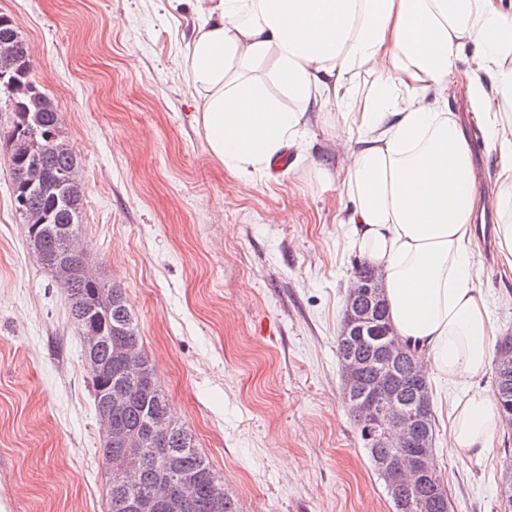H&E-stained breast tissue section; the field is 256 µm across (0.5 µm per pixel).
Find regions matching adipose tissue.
<instances>
[{"label":"adipose tissue","instance_id":"obj_1","mask_svg":"<svg viewBox=\"0 0 512 512\" xmlns=\"http://www.w3.org/2000/svg\"><path fill=\"white\" fill-rule=\"evenodd\" d=\"M185 56L210 154L246 181L266 173L307 127L305 104L333 103L353 134L336 140L348 161V238L381 277L392 325L425 371L464 388L449 450L491 448L499 415L473 389L490 367L494 325L472 261L479 211L494 208V244L512 270V0H196ZM479 47L465 77L477 122L501 165L496 191L477 190L472 151L455 113L432 111L466 44ZM273 68L265 79L256 73ZM377 74V103L350 111L355 74ZM496 78L487 92L481 73ZM298 105L283 108L280 97Z\"/></svg>","mask_w":512,"mask_h":512}]
</instances>
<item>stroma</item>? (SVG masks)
<instances>
[{
    "instance_id": "35a3bbf8",
    "label": "stroma",
    "mask_w": 512,
    "mask_h": 512,
    "mask_svg": "<svg viewBox=\"0 0 512 512\" xmlns=\"http://www.w3.org/2000/svg\"><path fill=\"white\" fill-rule=\"evenodd\" d=\"M30 48L79 160L86 261L122 289L157 383L239 512H392L342 398L336 357L360 259L341 224L349 129L309 112L305 159L243 183L211 156L183 60L191 0H0ZM457 113L478 189L499 159L461 89ZM0 117V512H107L102 433L63 289L26 246ZM488 216L474 261L499 336H512V275ZM434 454L455 512H506L502 425L480 457L449 451L464 392L431 378Z\"/></svg>"
}]
</instances>
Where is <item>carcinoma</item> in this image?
Segmentation results:
<instances>
[{
	"label": "carcinoma",
	"instance_id": "obj_1",
	"mask_svg": "<svg viewBox=\"0 0 512 512\" xmlns=\"http://www.w3.org/2000/svg\"><path fill=\"white\" fill-rule=\"evenodd\" d=\"M7 92L8 105L12 114L9 138L15 139L14 151L18 152L15 164L13 190L22 189L27 178L30 161L35 160L55 173L73 174V182L63 189L64 196H72L73 206L57 199L52 193L34 198L30 209L36 213L50 216V223L38 224L25 220L26 240L30 251L44 261V255L57 245L56 229L67 227L71 233V245L64 259L67 265L66 287L71 318L81 337L92 332L104 336L105 342L98 348L99 366H87L92 382L94 407L97 418H102L113 388L120 381L119 355L124 349H134L140 354L142 374L126 393L123 408L112 415V425L125 428H138L150 419L172 420L176 418L173 408L164 391L156 382L152 364L143 351L142 339L133 314L127 308L122 289L99 280L93 281L84 275L87 263L84 260V242L80 236L83 216L84 192L78 179L79 162L74 148L60 134L61 114L52 98L45 92L31 89L22 75V68L0 73V93ZM39 114L40 132L35 140L27 137L31 114ZM102 299L99 310L85 315L84 304L94 298ZM346 305H356L361 309L372 308L377 312V325L385 337L337 336L336 354L352 353L360 362L361 370L353 384V397L357 402L369 399L378 378L382 374L381 353L383 345L396 338L391 326L384 293L347 296ZM417 353L408 350L407 354L392 361L387 378L388 387L396 392L413 410L422 409L416 426L421 434L435 441V415L431 398V386L427 375L420 372L416 365ZM494 396L499 415L505 424L512 425V368L503 371L494 370ZM352 416L359 428L371 461L394 449L381 446L368 430L367 414L350 407ZM158 443L146 448L135 464L141 472L142 484L149 485L156 474V466L164 463L172 471L169 493L174 498L187 495L188 506L181 512H210L209 502L213 492L224 487V480L216 474L210 463L196 448L192 434L183 426L165 429L157 433ZM104 464L121 462L126 458L125 448L117 441L103 435L101 448ZM185 475L194 479L191 487L179 482ZM385 483L395 512H454L448 498L441 473L429 471L426 483L419 489L408 487L409 480L404 478L403 469L379 472Z\"/></svg>",
	"mask_w": 512,
	"mask_h": 512
}]
</instances>
